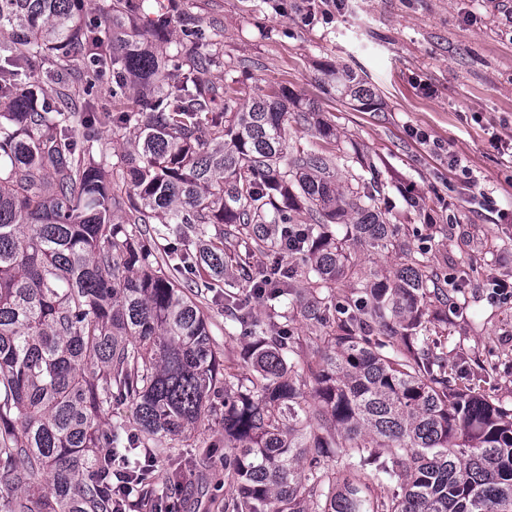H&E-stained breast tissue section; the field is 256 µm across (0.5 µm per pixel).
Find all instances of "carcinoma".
I'll list each match as a JSON object with an SVG mask.
<instances>
[{
	"label": "carcinoma",
	"mask_w": 512,
	"mask_h": 512,
	"mask_svg": "<svg viewBox=\"0 0 512 512\" xmlns=\"http://www.w3.org/2000/svg\"><path fill=\"white\" fill-rule=\"evenodd\" d=\"M179 7L0 0V512L140 510L156 501L144 461L207 417L236 489L224 512H512V409L457 374L469 352L425 336L478 260L457 279L410 248L430 225L384 219L381 171L354 144H290L292 124L337 137L288 88L210 84L214 37L189 23L158 58ZM106 75L112 134L132 133L110 166L93 151ZM338 92L377 110L363 79ZM290 229L302 242L285 266ZM359 251L398 262L368 269ZM206 267L224 273L246 373L227 371L200 294L178 286L214 289ZM247 280L265 319L239 303ZM126 403L132 417H112ZM122 479L141 505L113 499Z\"/></svg>",
	"instance_id": "obj_1"
}]
</instances>
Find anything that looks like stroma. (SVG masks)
Returning a JSON list of instances; mask_svg holds the SVG:
<instances>
[{
  "instance_id": "obj_1",
  "label": "stroma",
  "mask_w": 512,
  "mask_h": 512,
  "mask_svg": "<svg viewBox=\"0 0 512 512\" xmlns=\"http://www.w3.org/2000/svg\"><path fill=\"white\" fill-rule=\"evenodd\" d=\"M204 30L219 26L224 65L206 78L243 93L288 87L330 117L341 139L374 159L386 183L385 216L405 223L404 199H423L437 227L430 247L449 271L482 259L465 311L431 329L445 352H494L499 367L481 394L512 408V301L490 300L494 280H512V0H180ZM346 67L381 96L361 112L327 89ZM463 171L448 167L449 154ZM496 210L484 208L481 194ZM224 363L243 338L216 292L203 299ZM218 426H199L176 450L188 471L182 512H224L235 494L224 481Z\"/></svg>"
}]
</instances>
